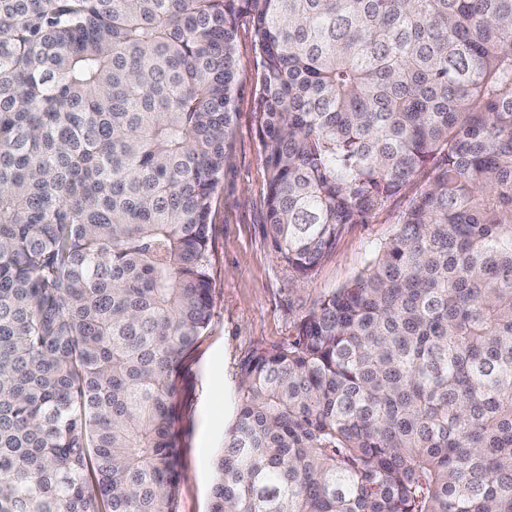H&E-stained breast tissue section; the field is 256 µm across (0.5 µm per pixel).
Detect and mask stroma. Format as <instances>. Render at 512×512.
<instances>
[{"mask_svg": "<svg viewBox=\"0 0 512 512\" xmlns=\"http://www.w3.org/2000/svg\"><path fill=\"white\" fill-rule=\"evenodd\" d=\"M235 45L233 131L209 217L212 317L178 371L177 512H208L215 460L237 409L242 357L258 346L287 342L301 314L365 266L407 204L399 197L368 223L349 225L311 279L298 283L276 259L265 230L267 171L256 133L261 64L247 23H240Z\"/></svg>", "mask_w": 512, "mask_h": 512, "instance_id": "1", "label": "stroma"}]
</instances>
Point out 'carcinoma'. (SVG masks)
Instances as JSON below:
<instances>
[{
    "label": "carcinoma",
    "instance_id": "1",
    "mask_svg": "<svg viewBox=\"0 0 512 512\" xmlns=\"http://www.w3.org/2000/svg\"><path fill=\"white\" fill-rule=\"evenodd\" d=\"M242 16L280 263L415 193L240 361L209 512H512V0H0V512H176Z\"/></svg>",
    "mask_w": 512,
    "mask_h": 512
}]
</instances>
